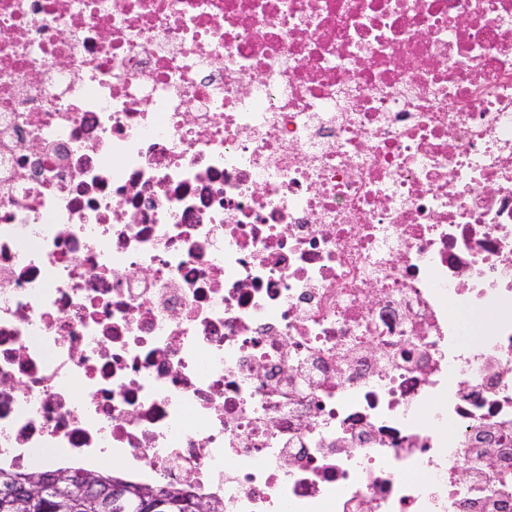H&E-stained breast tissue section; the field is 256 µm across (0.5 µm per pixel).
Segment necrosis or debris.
I'll return each mask as SVG.
<instances>
[{"label":"necrosis or debris","mask_w":512,"mask_h":512,"mask_svg":"<svg viewBox=\"0 0 512 512\" xmlns=\"http://www.w3.org/2000/svg\"><path fill=\"white\" fill-rule=\"evenodd\" d=\"M107 461L512 512V0H0V469Z\"/></svg>","instance_id":"4bbe7bcc"}]
</instances>
